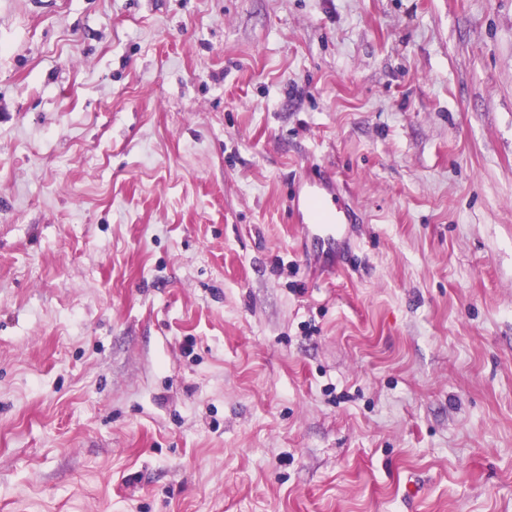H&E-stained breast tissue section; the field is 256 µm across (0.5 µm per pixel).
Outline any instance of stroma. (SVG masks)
<instances>
[{
    "label": "stroma",
    "mask_w": 512,
    "mask_h": 512,
    "mask_svg": "<svg viewBox=\"0 0 512 512\" xmlns=\"http://www.w3.org/2000/svg\"><path fill=\"white\" fill-rule=\"evenodd\" d=\"M0 512H512V0H0ZM336 190L329 182L306 178L290 194V209L299 222L301 240H313L336 255L340 224H349L350 214L337 203Z\"/></svg>",
    "instance_id": "1"
}]
</instances>
